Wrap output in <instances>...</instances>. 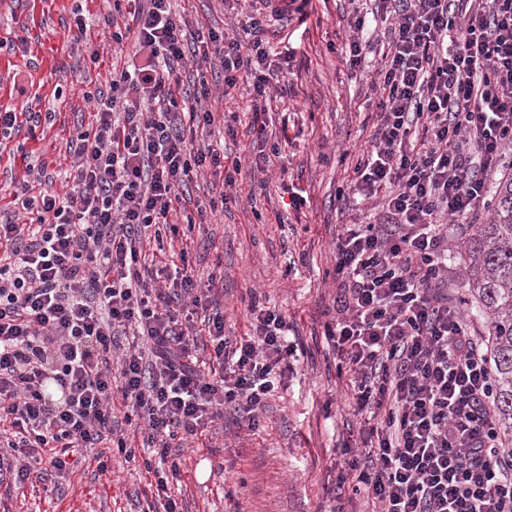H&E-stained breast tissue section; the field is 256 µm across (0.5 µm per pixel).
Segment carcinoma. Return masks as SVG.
<instances>
[{"instance_id":"carcinoma-1","label":"carcinoma","mask_w":512,"mask_h":512,"mask_svg":"<svg viewBox=\"0 0 512 512\" xmlns=\"http://www.w3.org/2000/svg\"><path fill=\"white\" fill-rule=\"evenodd\" d=\"M465 286L489 331V367L499 420L512 432V178L498 183L493 220L465 238Z\"/></svg>"}]
</instances>
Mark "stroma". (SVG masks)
Segmentation results:
<instances>
[{
	"label": "stroma",
	"mask_w": 512,
	"mask_h": 512,
	"mask_svg": "<svg viewBox=\"0 0 512 512\" xmlns=\"http://www.w3.org/2000/svg\"><path fill=\"white\" fill-rule=\"evenodd\" d=\"M204 28L234 33L235 14L220 0H172ZM306 24L298 20L268 27L265 38L279 44L291 38L298 52L288 77L289 94L268 106L266 140L270 150L287 139L266 171L250 170L249 132L253 77L225 89L210 79L202 107L234 119L235 133L224 138V153L239 158L241 176L222 210L201 216L191 232L189 260L198 282L213 284L224 312L225 331L243 336L251 299L284 315L297 349V362L276 396L270 398L255 429L232 410L209 424L196 440H172L170 457L179 465L168 487L177 512H373L364 498L349 502L337 492L345 467L343 446H360V419L351 406L347 379L324 336L335 316L336 236L351 216L376 222L380 212L350 193L346 170L370 146L376 121L380 51L388 25L367 30L371 61L346 66L333 44L346 28L349 0H313ZM85 29H77L74 9ZM106 0H0V105L19 112H54L36 128L21 126L0 143V213L14 212L12 197L26 166H45L42 190L61 192L70 168L68 146L77 126L89 123L85 94L125 65L112 55L102 16ZM98 48L102 58L73 54L74 43ZM303 197L290 207L289 193ZM491 211L478 209L468 227L448 226V296L460 303L475 336L487 334L485 319L466 305L464 270L468 261L462 233L490 223ZM131 452H105L106 471L81 463L65 478L43 485L30 478L22 487H0V512H146L155 489L145 469L152 459L124 425Z\"/></svg>",
	"instance_id": "1"
}]
</instances>
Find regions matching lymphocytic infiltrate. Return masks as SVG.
I'll return each mask as SVG.
<instances>
[{
    "label": "lymphocytic infiltrate",
    "instance_id": "1",
    "mask_svg": "<svg viewBox=\"0 0 512 512\" xmlns=\"http://www.w3.org/2000/svg\"><path fill=\"white\" fill-rule=\"evenodd\" d=\"M353 9L338 52L355 67L368 17L391 18L370 148L349 189L383 204L380 221L344 225L340 278L326 339L352 371L365 416L361 457L345 482L379 512H512V448L502 445L487 350L448 279V223L483 204L487 175L512 148V0H373ZM112 50L130 62L107 89L87 92L94 114L71 141L70 186L15 199L30 219L0 224V482L35 466L61 477L112 437L116 407L144 425V447L166 457L178 434L202 436L232 406L255 428L283 386L295 348L282 314L259 302L249 334L230 338L189 251L143 266L150 230L172 217L200 171L221 174L197 212L218 210L242 171L225 166L207 86L178 68L219 60L225 88L256 75L251 130L266 133L264 102L289 72L256 35L193 27L171 0H112ZM207 308L213 352L196 356L186 305ZM134 343L121 348L120 338Z\"/></svg>",
    "mask_w": 512,
    "mask_h": 512
}]
</instances>
